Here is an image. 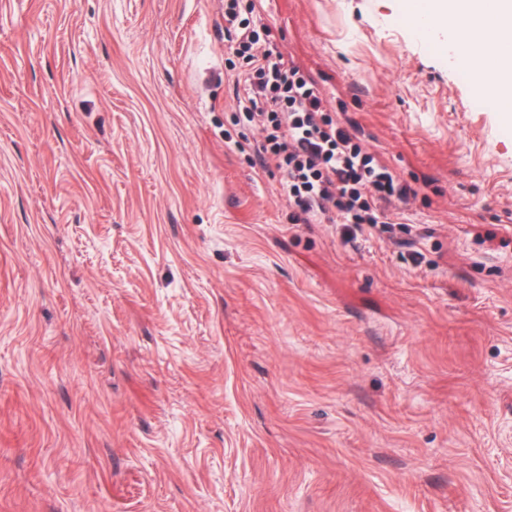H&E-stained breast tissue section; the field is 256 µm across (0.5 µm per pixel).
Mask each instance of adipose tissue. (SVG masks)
Instances as JSON below:
<instances>
[{
	"mask_svg": "<svg viewBox=\"0 0 512 512\" xmlns=\"http://www.w3.org/2000/svg\"><path fill=\"white\" fill-rule=\"evenodd\" d=\"M409 25L453 47L477 90L512 116V0H401Z\"/></svg>",
	"mask_w": 512,
	"mask_h": 512,
	"instance_id": "1",
	"label": "adipose tissue"
}]
</instances>
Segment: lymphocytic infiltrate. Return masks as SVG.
<instances>
[{
	"label": "lymphocytic infiltrate",
	"mask_w": 512,
	"mask_h": 512,
	"mask_svg": "<svg viewBox=\"0 0 512 512\" xmlns=\"http://www.w3.org/2000/svg\"><path fill=\"white\" fill-rule=\"evenodd\" d=\"M224 22L229 49L243 61L238 79L247 91L232 124L261 132L257 154L280 174L289 223L339 224L350 237L412 194L367 151L353 125L333 119L323 91L300 66L259 49L260 35L243 22L240 0H226Z\"/></svg>",
	"instance_id": "1"
}]
</instances>
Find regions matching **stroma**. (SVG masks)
<instances>
[{
	"instance_id": "stroma-1",
	"label": "stroma",
	"mask_w": 512,
	"mask_h": 512,
	"mask_svg": "<svg viewBox=\"0 0 512 512\" xmlns=\"http://www.w3.org/2000/svg\"><path fill=\"white\" fill-rule=\"evenodd\" d=\"M415 188L288 223L224 0H0V512H512V117L400 0H252Z\"/></svg>"
}]
</instances>
